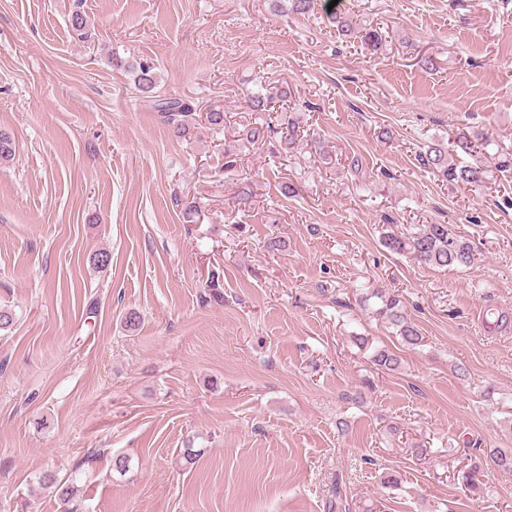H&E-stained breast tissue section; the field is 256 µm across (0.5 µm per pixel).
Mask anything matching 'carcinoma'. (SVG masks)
I'll list each match as a JSON object with an SVG mask.
<instances>
[{
    "mask_svg": "<svg viewBox=\"0 0 512 512\" xmlns=\"http://www.w3.org/2000/svg\"><path fill=\"white\" fill-rule=\"evenodd\" d=\"M137 88L144 94L154 92L157 77L150 65H141L137 75ZM152 108L158 112L176 135H183L190 130L195 121L196 108L187 99L179 97H163L152 100ZM489 141V132H474L470 135L457 137L453 143L446 145L434 141L419 154L422 164L433 170L441 181L448 185L455 183L480 185L484 182L486 170L482 161L473 163L463 160V156H478L479 146ZM16 145L7 133L0 132V164L8 163L14 158ZM385 245L395 253L408 254L415 261L430 266H467L472 263V248L463 236L453 233L446 224H426L424 229L415 235L399 236L388 233ZM372 296L380 299L381 306L375 314L384 319L396 331L401 341L408 346H417L422 336L416 326L408 318L402 301L395 295H389L378 289ZM374 364L393 371L399 364L398 357L387 349H378L373 354ZM494 465L503 471L512 472V452L494 448L488 452ZM484 477L481 467L472 465L462 474V481L470 491L482 489ZM55 489L56 495L63 501L74 498L78 486L72 479L56 480L44 476Z\"/></svg>",
    "mask_w": 512,
    "mask_h": 512,
    "instance_id": "1",
    "label": "carcinoma"
}]
</instances>
